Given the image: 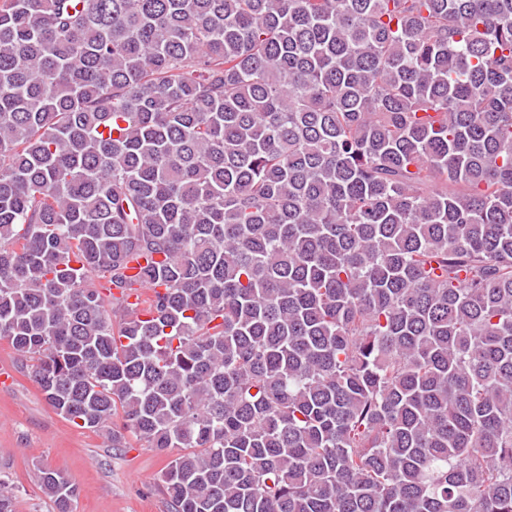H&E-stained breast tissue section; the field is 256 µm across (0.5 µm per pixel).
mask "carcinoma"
Wrapping results in <instances>:
<instances>
[{"mask_svg": "<svg viewBox=\"0 0 512 512\" xmlns=\"http://www.w3.org/2000/svg\"><path fill=\"white\" fill-rule=\"evenodd\" d=\"M0 339L171 512H512V0H0Z\"/></svg>", "mask_w": 512, "mask_h": 512, "instance_id": "1", "label": "carcinoma"}]
</instances>
